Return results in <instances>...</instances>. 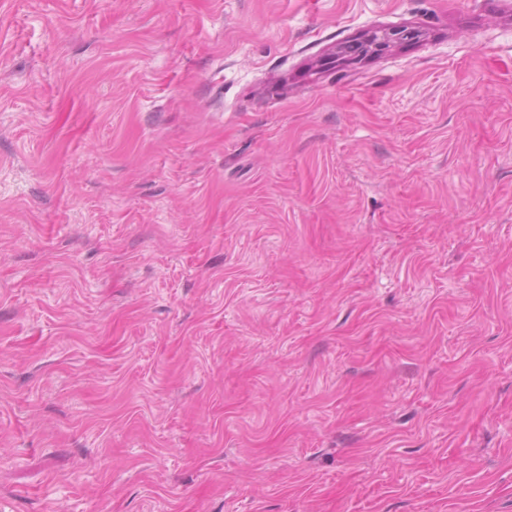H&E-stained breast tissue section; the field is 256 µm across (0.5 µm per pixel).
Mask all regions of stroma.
<instances>
[{
  "label": "stroma",
  "mask_w": 512,
  "mask_h": 512,
  "mask_svg": "<svg viewBox=\"0 0 512 512\" xmlns=\"http://www.w3.org/2000/svg\"><path fill=\"white\" fill-rule=\"evenodd\" d=\"M0 512H512V0H0ZM420 32L416 29H383L373 31L361 41L362 55L383 54L396 43L416 41Z\"/></svg>",
  "instance_id": "stroma-1"
}]
</instances>
